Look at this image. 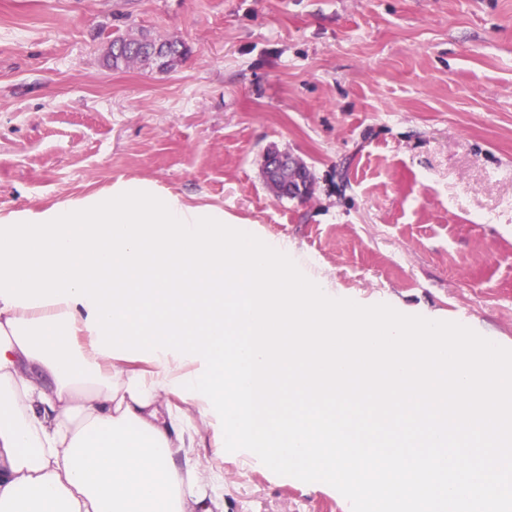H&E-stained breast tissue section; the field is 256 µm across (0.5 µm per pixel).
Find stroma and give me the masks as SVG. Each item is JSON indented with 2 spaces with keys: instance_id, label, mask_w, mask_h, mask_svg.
<instances>
[{
  "instance_id": "obj_1",
  "label": "stroma",
  "mask_w": 512,
  "mask_h": 512,
  "mask_svg": "<svg viewBox=\"0 0 512 512\" xmlns=\"http://www.w3.org/2000/svg\"><path fill=\"white\" fill-rule=\"evenodd\" d=\"M172 72L103 66L129 31ZM310 170L277 197L268 151ZM148 178L362 306L512 348V0H0V214ZM224 512H351L213 458Z\"/></svg>"
}]
</instances>
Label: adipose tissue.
Returning <instances> with one entry per match:
<instances>
[{
  "instance_id": "obj_1",
  "label": "adipose tissue",
  "mask_w": 512,
  "mask_h": 512,
  "mask_svg": "<svg viewBox=\"0 0 512 512\" xmlns=\"http://www.w3.org/2000/svg\"><path fill=\"white\" fill-rule=\"evenodd\" d=\"M89 313L0 298V512H214L211 468L177 461L214 424L171 390L199 362L98 353Z\"/></svg>"
}]
</instances>
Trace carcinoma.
<instances>
[{"label": "carcinoma", "instance_id": "1", "mask_svg": "<svg viewBox=\"0 0 512 512\" xmlns=\"http://www.w3.org/2000/svg\"><path fill=\"white\" fill-rule=\"evenodd\" d=\"M189 50L181 41L158 43L142 31L118 36L110 41L103 55V65L120 70L134 65L157 69L161 72L175 70L187 57Z\"/></svg>", "mask_w": 512, "mask_h": 512}]
</instances>
